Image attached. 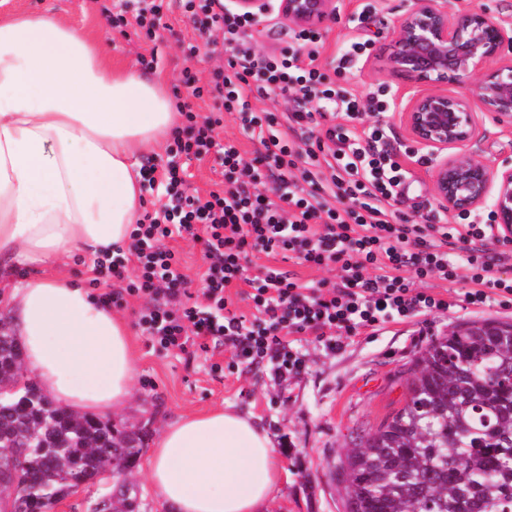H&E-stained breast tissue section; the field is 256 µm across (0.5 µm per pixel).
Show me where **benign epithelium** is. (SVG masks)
<instances>
[{
	"label": "benign epithelium",
	"mask_w": 512,
	"mask_h": 512,
	"mask_svg": "<svg viewBox=\"0 0 512 512\" xmlns=\"http://www.w3.org/2000/svg\"><path fill=\"white\" fill-rule=\"evenodd\" d=\"M265 25L272 13L292 28H312L336 16V0H233ZM396 50L388 69L417 82H454L471 95H415L401 118L412 140L439 157L432 186L439 207L461 215L492 205L496 236L512 240V166L493 168L470 146L487 133L483 119L512 125V19H494L474 5L412 0L396 20ZM500 65L490 67V62ZM483 107L472 111L470 97Z\"/></svg>",
	"instance_id": "1"
}]
</instances>
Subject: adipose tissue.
I'll return each mask as SVG.
<instances>
[{"instance_id":"obj_1","label":"adipose tissue","mask_w":512,"mask_h":512,"mask_svg":"<svg viewBox=\"0 0 512 512\" xmlns=\"http://www.w3.org/2000/svg\"><path fill=\"white\" fill-rule=\"evenodd\" d=\"M161 81L109 63L62 19H0V269L30 273L0 291L25 366L76 414L124 407L137 372L125 326L55 263L130 241L142 208L140 156L175 125ZM146 468L177 512H266L284 472L251 417L214 407L169 423Z\"/></svg>"}]
</instances>
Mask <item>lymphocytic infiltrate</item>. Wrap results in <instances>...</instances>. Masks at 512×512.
Instances as JSON below:
<instances>
[{"instance_id":"f902f5d3","label":"lymphocytic infiltrate","mask_w":512,"mask_h":512,"mask_svg":"<svg viewBox=\"0 0 512 512\" xmlns=\"http://www.w3.org/2000/svg\"><path fill=\"white\" fill-rule=\"evenodd\" d=\"M141 2L137 37L155 40L165 12L178 7L199 36L220 35L225 58L207 83L183 73L189 96L177 103L182 123L165 147L166 161L140 169L144 181L162 183L166 201L143 211L127 253L95 262L94 274L116 283L100 294L102 305L127 295L144 299L137 324L161 350L209 342L230 348L240 362L268 361L292 373L303 367L292 337L312 335L335 349L359 330L446 311L447 299L429 281L465 284L462 300L476 307L512 297V277L492 274L512 261V250L492 248L491 218L442 224L429 216L419 223L396 210L409 172L382 119L385 96L361 98L338 80L369 58L371 40H349L328 73L318 62L317 30L288 31L285 47L263 55L254 46V20L226 0ZM203 97L220 102L221 111L200 115L193 102ZM273 97L287 101V111L259 109ZM226 111L240 134L220 143L214 130ZM370 113L375 121L365 122ZM209 157L223 180L200 197L186 185L183 162ZM174 237L204 246L202 298L165 245ZM452 245L464 251L462 263L449 262ZM256 253L318 270L335 266L340 275L333 283H303L280 265L252 275L246 263ZM238 287L254 315L235 308L230 291Z\"/></svg>"}]
</instances>
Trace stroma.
<instances>
[{
  "label": "stroma",
  "mask_w": 512,
  "mask_h": 512,
  "mask_svg": "<svg viewBox=\"0 0 512 512\" xmlns=\"http://www.w3.org/2000/svg\"><path fill=\"white\" fill-rule=\"evenodd\" d=\"M366 3L372 6L368 22L361 29L352 27L350 17ZM409 3L336 0L335 20L320 29L321 66L329 67L349 39L361 36L372 39L375 48L360 69L348 75L349 87L362 94L387 89L394 103L402 105L427 91V84L398 77L388 72L385 63L395 45V21ZM136 6V0H0V15L63 18L99 40L116 67L136 65L139 55L154 54L151 74L171 94L182 91L184 68H191L204 81L223 64L221 48L204 46L180 12L167 14L166 28L154 42L108 23V15L121 12L129 17ZM189 44L198 47L191 58L183 52ZM386 120L400 144L414 153L406 162L410 178L400 210L439 212L431 181L435 156L410 138L396 111L387 112ZM487 129L474 153L497 168L511 165L512 126L491 123ZM141 305V299L129 296L112 308L130 333L137 376L129 404L108 412V419L118 430H139L149 448L166 424L185 414L215 406L253 414L274 439L284 463L283 480L271 497L268 512H346L338 466L352 437L376 430L403 406L405 373L415 354L432 339L466 322L487 318L512 322V301L494 300L482 307H456L365 329L344 337L336 350L307 336L296 345L303 369L282 375L268 363L258 367L240 363L227 348L215 355L195 346L184 353L159 350L136 324Z\"/></svg>",
  "instance_id": "stroma-1"
}]
</instances>
